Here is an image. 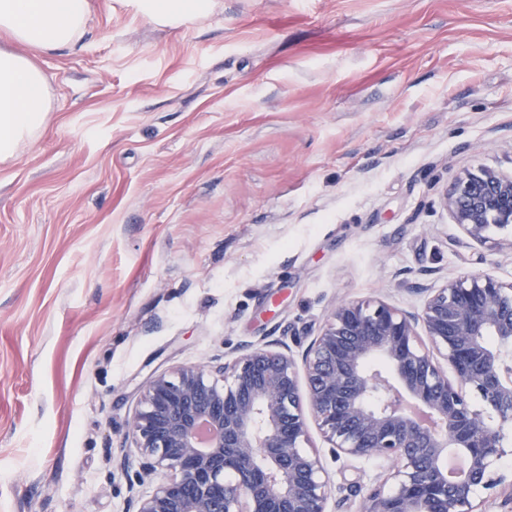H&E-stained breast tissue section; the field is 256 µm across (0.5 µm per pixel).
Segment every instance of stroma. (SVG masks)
<instances>
[{"label": "stroma", "instance_id": "stroma-1", "mask_svg": "<svg viewBox=\"0 0 512 512\" xmlns=\"http://www.w3.org/2000/svg\"><path fill=\"white\" fill-rule=\"evenodd\" d=\"M90 3L78 45L32 53L52 110L0 161V512H128L154 374L301 353L341 300L512 282V233L474 242L438 204L512 172V0ZM309 446L330 512L385 466ZM140 13L152 21H167L199 16L210 7L212 0H134Z\"/></svg>", "mask_w": 512, "mask_h": 512}]
</instances>
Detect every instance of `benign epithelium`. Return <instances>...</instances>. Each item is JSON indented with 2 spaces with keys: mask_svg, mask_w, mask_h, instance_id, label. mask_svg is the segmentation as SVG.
<instances>
[{
  "mask_svg": "<svg viewBox=\"0 0 512 512\" xmlns=\"http://www.w3.org/2000/svg\"><path fill=\"white\" fill-rule=\"evenodd\" d=\"M440 204L473 241L512 231V174L467 171ZM312 421L336 456L390 465L389 489L352 490L356 512H483L477 491L498 486L512 512L495 468L512 432V289L461 271L413 311L339 301L299 358L269 340L151 376L125 430L140 467L119 463L131 512H329Z\"/></svg>",
  "mask_w": 512,
  "mask_h": 512,
  "instance_id": "obj_1",
  "label": "benign epithelium"
}]
</instances>
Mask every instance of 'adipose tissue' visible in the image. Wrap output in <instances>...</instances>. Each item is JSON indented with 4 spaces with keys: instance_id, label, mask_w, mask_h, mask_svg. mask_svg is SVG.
Wrapping results in <instances>:
<instances>
[{
    "instance_id": "1",
    "label": "adipose tissue",
    "mask_w": 512,
    "mask_h": 512,
    "mask_svg": "<svg viewBox=\"0 0 512 512\" xmlns=\"http://www.w3.org/2000/svg\"><path fill=\"white\" fill-rule=\"evenodd\" d=\"M211 0H136L140 13L152 21L199 16ZM89 0H0V33L15 49H0V160L44 125L51 108L50 88L43 71L26 49L56 52L74 47L88 22Z\"/></svg>"
}]
</instances>
